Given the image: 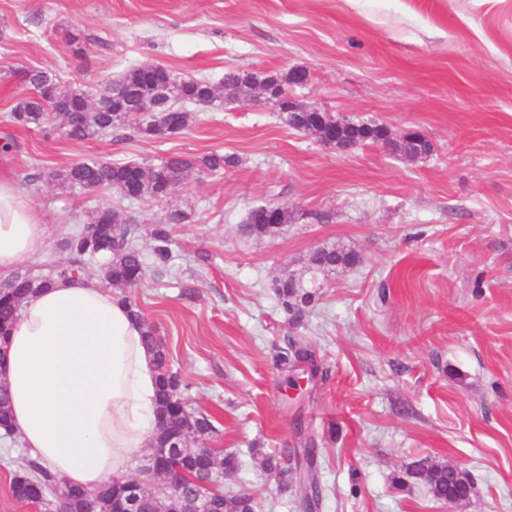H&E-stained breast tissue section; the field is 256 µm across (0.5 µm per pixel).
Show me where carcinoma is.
Returning <instances> with one entry per match:
<instances>
[{"label": "carcinoma", "instance_id": "1", "mask_svg": "<svg viewBox=\"0 0 512 512\" xmlns=\"http://www.w3.org/2000/svg\"><path fill=\"white\" fill-rule=\"evenodd\" d=\"M21 81L27 92L21 95L10 118L13 123L33 128L46 135L76 134L81 139L93 138L101 133L123 129L131 125L144 138H166L181 133L189 121L182 105L201 102L212 104L218 96L215 86L201 79L184 78L175 84L167 83L164 70L148 63L127 71L114 85L96 91L87 101L91 88H61L59 77L49 70L31 69L22 72ZM48 84L57 88L56 95L44 92ZM148 98L152 111H141V101ZM369 123L353 122L345 126L343 134L351 140L371 137ZM238 164L233 154L210 153L202 156H172L159 165L137 162H102L85 160L47 174L35 171L26 175V181L45 180L71 193L114 190L126 201L167 200L172 191L194 175L217 174ZM193 210L170 209L164 219L153 225V255L166 262L172 254L169 226L194 222ZM137 232L135 220L122 216L113 208L92 211L88 222L61 244L59 251L36 272L27 266L19 267L8 279L0 282V336L7 335L20 302L38 289L50 287L58 277L77 278L87 264H95L102 278L114 288H133L146 276L148 263L144 255L132 246ZM280 232L277 224H265L262 215L254 211L242 225V234L257 239L271 238ZM357 264V254L343 247L323 246L309 256L305 275H285L275 281L274 294L284 311L296 326L305 320L304 310L317 296L318 279ZM131 312L144 327V338L152 351L158 373L157 416L162 428L156 430L152 444L169 449L172 463L181 472L182 512H254L253 498L246 494L227 496L211 485L209 470L200 465L208 458L220 464L230 462V456L216 448L199 445L216 432L211 416L193 409L184 397L188 384L170 366L168 355L156 327L148 322L128 295L123 296ZM307 361L317 375H326L317 362L310 345L290 340L279 351L277 363L287 370L299 362ZM265 470L275 473L283 485L294 484L297 476H288L289 470L280 459L268 455L263 459ZM424 482L437 500L448 502L457 492L469 496L474 490L472 480L452 485L448 480V464L418 461L406 471V477L394 479L393 484L403 487L407 479ZM109 481L96 491H83L60 483L45 467L26 461L12 478L13 495L39 509L50 502L47 493L57 492L64 500L66 512H107L112 500Z\"/></svg>", "mask_w": 512, "mask_h": 512}]
</instances>
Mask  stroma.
<instances>
[{
  "label": "stroma",
  "instance_id": "obj_1",
  "mask_svg": "<svg viewBox=\"0 0 512 512\" xmlns=\"http://www.w3.org/2000/svg\"><path fill=\"white\" fill-rule=\"evenodd\" d=\"M145 63L216 86L230 69L302 67L300 103L420 131L433 151L416 162L374 144L339 153L247 100L191 107L181 134L153 140L129 129L48 138L9 120L24 92L16 70L76 87ZM2 139L13 150L0 177L27 195L54 245L116 195L26 182L34 169L237 155L168 203H117L147 256L168 208H195L194 223L171 227V260L132 295L186 398L212 415L208 446L239 461L225 492L250 494L255 512H301L262 462L310 438L317 512H512V0H0ZM270 200L292 223L272 238L242 235ZM334 244L360 262L322 278L293 326L274 282L304 275L309 254ZM291 337L328 371L298 394L276 364ZM23 455L0 446V512H36L10 489ZM422 459L468 471V502L438 501L420 481L395 488Z\"/></svg>",
  "mask_w": 512,
  "mask_h": 512
}]
</instances>
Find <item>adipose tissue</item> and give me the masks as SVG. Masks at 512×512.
Returning a JSON list of instances; mask_svg holds the SVG:
<instances>
[{
	"instance_id": "1",
	"label": "adipose tissue",
	"mask_w": 512,
	"mask_h": 512,
	"mask_svg": "<svg viewBox=\"0 0 512 512\" xmlns=\"http://www.w3.org/2000/svg\"><path fill=\"white\" fill-rule=\"evenodd\" d=\"M49 237L26 195L0 178V276ZM4 346L0 384L27 457L90 490L124 476L156 427L157 371L122 297L97 278L55 280L23 300Z\"/></svg>"
}]
</instances>
